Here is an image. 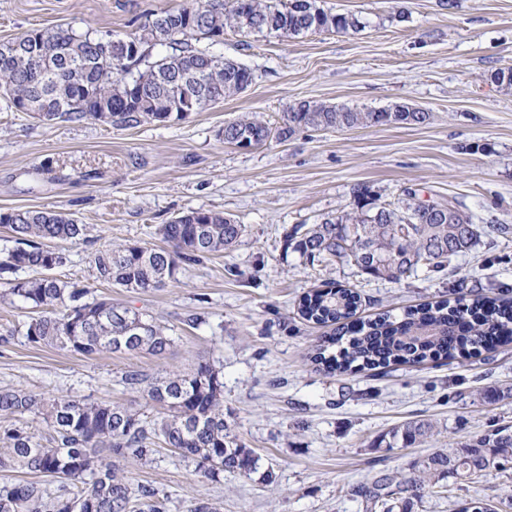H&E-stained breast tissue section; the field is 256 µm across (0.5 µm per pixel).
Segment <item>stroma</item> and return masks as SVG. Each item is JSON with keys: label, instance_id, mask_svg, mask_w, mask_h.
<instances>
[{"label": "stroma", "instance_id": "35a3bbf8", "mask_svg": "<svg viewBox=\"0 0 512 512\" xmlns=\"http://www.w3.org/2000/svg\"><path fill=\"white\" fill-rule=\"evenodd\" d=\"M191 0H0V43L46 27H93L115 36L151 14ZM362 15L350 34L263 38L229 32L214 54L252 73L247 89L185 120L134 127L92 122L48 125L0 110V212H63L89 228V241H56L64 262L52 276L92 298L137 309L171 328L161 356L70 354L26 339L35 312L0 302V388L112 401L147 418L161 409L147 383L221 360L224 417L258 456L250 475L210 480L162 448L150 461H123L133 486L191 512L196 499L220 512H367L364 488L407 473L412 460L512 426V343L470 359L399 365L390 372L327 374L309 359L321 328L299 318L311 289L337 282L362 296L361 317L448 296L454 288L512 298V230L483 237L441 271L419 269L394 283L354 263H305L287 236L339 214L357 185L381 202L453 200L485 226L512 227V93L491 83L512 66V0H321ZM362 112L406 102L431 118L419 125L301 130L287 141L243 150L225 143V123L256 115L275 123L299 102ZM189 209L215 210L245 224L227 252L185 266L166 287L129 291L95 284L92 254L117 244H159V225ZM143 385L124 382L128 372ZM425 419L423 445L385 450L395 425ZM493 497L512 512V468L473 483L440 480L412 512H449L451 501Z\"/></svg>", "mask_w": 512, "mask_h": 512}]
</instances>
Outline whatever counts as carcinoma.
Wrapping results in <instances>:
<instances>
[{
  "mask_svg": "<svg viewBox=\"0 0 512 512\" xmlns=\"http://www.w3.org/2000/svg\"><path fill=\"white\" fill-rule=\"evenodd\" d=\"M302 0H193L190 7L164 10L147 18L124 38L88 27L32 29L0 43V99L6 108L23 110L42 122L61 120L131 127L145 122L183 120L179 111L199 112L236 95L252 81L250 70L196 47L214 45L236 31L294 38L308 33L357 32L360 16L331 12ZM410 112H362L346 106L305 102L291 107L272 127L256 117L226 124L230 135L262 144L286 141L299 129L330 130L375 125H408ZM412 203L389 208L370 187L359 186L349 210L327 217L301 234L296 251L311 264L326 259L353 262L373 278L400 282L422 267L441 271L460 254L476 249L488 232L473 217L452 220L443 213L419 215L412 223L401 214ZM18 247L8 254L5 271L28 270L9 295L40 310L26 325L27 340L57 350L93 355L101 352L160 355L173 343L166 327L136 309L110 300H85L89 287L75 288L45 274L63 263L48 248L56 241H76L87 226L65 214L42 210L0 213ZM244 225L219 211L191 209L157 229L163 248L124 244L96 252L95 281L128 290L163 288L179 270L206 256L228 250ZM360 298L348 288L329 286L307 294L300 316L333 326L310 356L332 372L352 368L386 370L396 364L466 359L489 341L512 342V302L470 298L464 289L435 303H424L398 316L383 313L366 322L355 319ZM340 346L337 353L329 349ZM223 365L205 362L187 373L154 383L149 399L163 410L153 422L112 402H83L65 395H36L0 389V418L19 420L34 414L51 428L50 445L27 428L0 425V469L56 477L63 493L47 496L35 482L0 487V512H167L166 499L144 486L133 489L119 467L128 457L148 461L152 438L196 464L205 478L221 472L249 475L257 468L252 451L236 442L224 420ZM433 426L406 422L381 437L385 447L407 448L426 441ZM512 465V432L496 428L450 451L438 450L414 463L412 472L388 476L364 491L371 508L411 512L414 502L440 477L473 483L492 469ZM451 512H490L483 500H463Z\"/></svg>",
  "mask_w": 512,
  "mask_h": 512,
  "instance_id": "carcinoma-1",
  "label": "carcinoma"
}]
</instances>
